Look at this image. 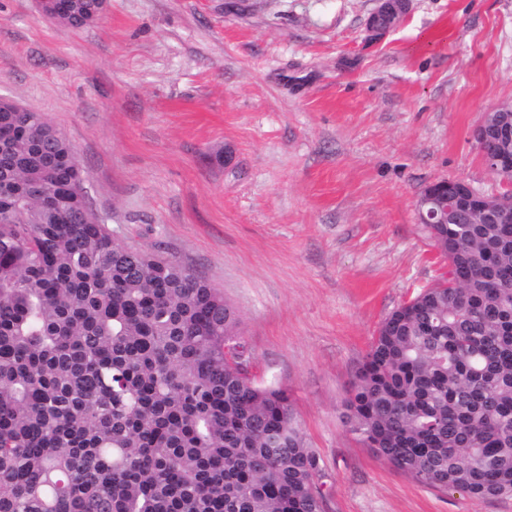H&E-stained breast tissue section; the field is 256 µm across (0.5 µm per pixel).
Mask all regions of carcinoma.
I'll return each mask as SVG.
<instances>
[{
    "instance_id": "cac0c4a2",
    "label": "carcinoma",
    "mask_w": 512,
    "mask_h": 512,
    "mask_svg": "<svg viewBox=\"0 0 512 512\" xmlns=\"http://www.w3.org/2000/svg\"><path fill=\"white\" fill-rule=\"evenodd\" d=\"M87 202L71 144L0 108V512H323L288 394L225 353L224 295ZM426 229L448 278L382 321L343 419L418 483L512 497V223Z\"/></svg>"
}]
</instances>
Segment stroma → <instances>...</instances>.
<instances>
[{
	"label": "stroma",
	"mask_w": 512,
	"mask_h": 512,
	"mask_svg": "<svg viewBox=\"0 0 512 512\" xmlns=\"http://www.w3.org/2000/svg\"><path fill=\"white\" fill-rule=\"evenodd\" d=\"M107 0L94 24L0 0V97L74 147L114 240L193 269L239 319L251 374L287 389L324 512H512L415 482L345 425L380 322L447 262L422 189L512 185L472 136L512 103V0ZM376 7L366 21L370 40H377L394 29L409 13L412 0H375Z\"/></svg>",
	"instance_id": "obj_1"
}]
</instances>
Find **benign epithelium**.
Returning a JSON list of instances; mask_svg holds the SVG:
<instances>
[{
    "mask_svg": "<svg viewBox=\"0 0 512 512\" xmlns=\"http://www.w3.org/2000/svg\"><path fill=\"white\" fill-rule=\"evenodd\" d=\"M376 7L366 21L371 40H377L394 29L409 13L412 0H375ZM474 136L493 139L498 148L483 153L490 170L505 181H512V105H502L484 114L474 129ZM422 224H455L460 217L479 215L496 224L509 223L512 196H488L461 179H442L426 186L417 201Z\"/></svg>",
    "mask_w": 512,
    "mask_h": 512,
    "instance_id": "1",
    "label": "benign epithelium"
}]
</instances>
